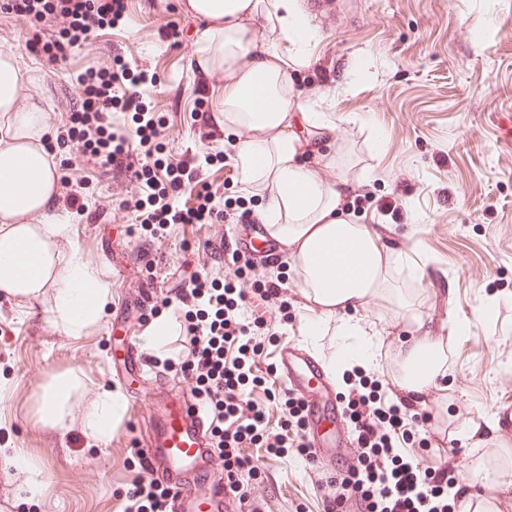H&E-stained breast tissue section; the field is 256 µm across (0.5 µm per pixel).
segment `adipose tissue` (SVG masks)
Listing matches in <instances>:
<instances>
[{
  "instance_id": "obj_1",
  "label": "adipose tissue",
  "mask_w": 512,
  "mask_h": 512,
  "mask_svg": "<svg viewBox=\"0 0 512 512\" xmlns=\"http://www.w3.org/2000/svg\"><path fill=\"white\" fill-rule=\"evenodd\" d=\"M189 7L205 21L196 65L224 72L215 118L236 131L232 149L243 181L264 196L261 219L290 248L302 291L319 308L305 336H337L327 357L331 369L373 363L378 333L354 313L376 300L398 304L410 327L398 352L399 384L417 395L434 387L448 369L447 347L392 286L401 253L367 225L348 220L346 177L327 181L317 173L335 126L295 86L316 28L297 0H190ZM20 78L15 53L1 50L0 118L8 137L0 139V293L31 301L53 289L51 319L76 335L102 318L110 290L76 254L55 248L68 227L46 214L56 172L34 146L45 132L41 110L12 106ZM33 212L45 214L44 223H17L18 215ZM78 388L70 373L43 385L40 422L62 423ZM124 405L119 388L102 389L84 413L85 434L106 441Z\"/></svg>"
}]
</instances>
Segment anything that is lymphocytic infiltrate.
I'll list each match as a JSON object with an SVG mask.
<instances>
[{
  "instance_id": "obj_1",
  "label": "lymphocytic infiltrate",
  "mask_w": 512,
  "mask_h": 512,
  "mask_svg": "<svg viewBox=\"0 0 512 512\" xmlns=\"http://www.w3.org/2000/svg\"><path fill=\"white\" fill-rule=\"evenodd\" d=\"M7 14L29 22L33 36L27 47L44 53L49 62L66 58V50L88 42L104 28L124 20V0H8ZM80 88L70 101L68 136L81 145L86 162L123 172L134 169L140 188L114 180L96 196L97 215L120 210L151 225V240L169 236L179 224H196L204 232L207 259L202 270L179 274L166 289L165 302H177L184 321L175 357L165 359L172 370L194 381L192 395L209 421L212 446L224 459L227 485L233 495H244V478H257L258 470L242 450L245 445L266 449L270 459L310 456L305 443L300 402L290 392L269 389L260 374L266 338L275 336L276 324L264 317L249 318L242 306L253 299L279 312L288 309V289L282 276L266 272L252 276L254 264L239 253H228L218 242L214 226L222 218L216 193L202 185L194 206L174 210L184 182L194 179L189 160L172 154L158 157L160 126L181 119L175 110L159 111L141 87L156 81L149 70L127 71L121 56L101 57L76 78ZM136 128L127 131L123 114ZM266 387L265 399L253 398L255 387ZM362 448L352 466L350 489L335 482L317 481L329 494L331 506L354 500L357 512H459V500L448 497L452 464L420 467L401 453L403 444L431 447L425 429L427 413L391 394L382 398L378 381L359 377L341 396ZM278 403L282 416L277 429L267 427L270 403ZM171 490L157 481L137 480L128 491L122 512H168Z\"/></svg>"
}]
</instances>
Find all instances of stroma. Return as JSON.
<instances>
[{
    "instance_id": "stroma-1",
    "label": "stroma",
    "mask_w": 512,
    "mask_h": 512,
    "mask_svg": "<svg viewBox=\"0 0 512 512\" xmlns=\"http://www.w3.org/2000/svg\"><path fill=\"white\" fill-rule=\"evenodd\" d=\"M335 2L336 24L309 43L304 74L318 84L309 98L336 125L331 173L348 174L361 196L352 220L403 251L408 265L394 272L395 283L411 294L431 335L448 340L447 374L413 403L430 414L432 443L445 448L457 480H470L464 505L512 512V487L492 491L476 479L485 472L512 484V430L501 425L487 435L475 429L512 405V145L503 143L498 124L512 114V0ZM202 28L187 0H127L124 23L71 49L66 62L50 63L22 43L13 50L31 103L56 113L62 126L69 117L65 89L112 48L123 49L130 67L157 73L158 82L146 89L153 99L165 101L169 83L181 84L177 106L186 117L165 131L164 152L188 157L201 179L223 194L228 212L257 215L266 201L246 191L239 165L206 162L228 142L203 143L194 135L193 113L213 110L219 89L203 83L178 45L199 38ZM47 144L57 159L81 167L87 198L106 190L104 170L84 164L66 132H50ZM396 197L402 211L387 210ZM55 216L71 227L59 249L93 257L111 302L97 324L70 336L50 323L52 293L33 301L0 295V448L20 451L38 486L29 498L21 476L0 460V512H119L145 466L137 448L140 427L124 413L108 443L96 444L83 433L81 409L109 386L128 399L151 386L155 369L141 375L121 369L128 344L144 331L135 289L152 283L158 301L172 273L201 269V235L197 226L184 225L152 251L149 267L130 268L123 257L136 243L130 215L105 220L59 210ZM287 285L291 317L269 346L268 362L276 363L287 342L326 360L329 339L311 343L303 334L313 312L296 271H289ZM363 319L380 333L373 375L394 380L406 321L387 303L370 305ZM461 322L468 325L462 336L456 333ZM35 368L41 378L32 377ZM68 371L83 381L79 407L65 427L42 426L40 388ZM277 467L276 494L288 512H326L313 487L318 468L300 457Z\"/></svg>"
}]
</instances>
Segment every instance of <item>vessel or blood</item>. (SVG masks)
Returning <instances> with one entry per match:
<instances>
[{
  "mask_svg": "<svg viewBox=\"0 0 512 512\" xmlns=\"http://www.w3.org/2000/svg\"><path fill=\"white\" fill-rule=\"evenodd\" d=\"M229 245L254 260L258 276L280 253L279 244L257 224L235 233ZM276 372L289 381L304 407L307 443L316 462L332 477L346 478L360 454L359 442L341 423V403L321 362L307 349L287 344L279 352ZM177 385L181 397L161 402L165 382L160 379L130 404L131 414L147 431L140 446L145 479H160L171 487L170 512H228L232 507L253 512L269 493L267 483H253L246 500L235 504L224 483L214 479L223 472L224 460L212 446L207 421L192 396V382L184 377Z\"/></svg>",
  "mask_w": 512,
  "mask_h": 512,
  "instance_id": "1",
  "label": "vessel or blood"
}]
</instances>
